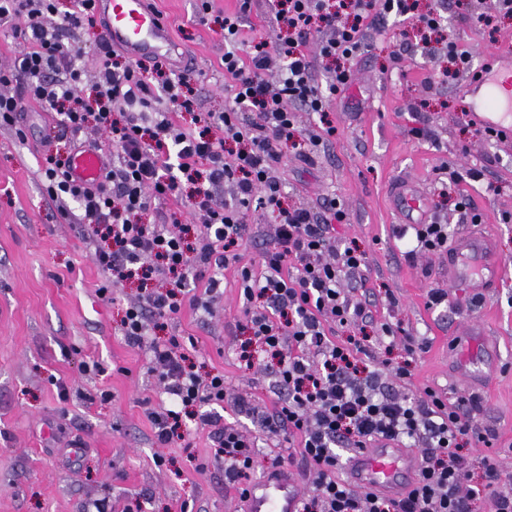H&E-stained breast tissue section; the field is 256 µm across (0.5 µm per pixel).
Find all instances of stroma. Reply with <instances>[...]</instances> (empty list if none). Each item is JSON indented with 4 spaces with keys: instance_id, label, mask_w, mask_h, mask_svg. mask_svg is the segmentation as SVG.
<instances>
[{
    "instance_id": "obj_1",
    "label": "stroma",
    "mask_w": 512,
    "mask_h": 512,
    "mask_svg": "<svg viewBox=\"0 0 512 512\" xmlns=\"http://www.w3.org/2000/svg\"><path fill=\"white\" fill-rule=\"evenodd\" d=\"M187 61L200 112L224 109V14L238 0H155ZM496 12V0H447L446 33L481 64L492 50H512V19L494 30L474 15ZM444 45L420 47L414 19L393 16L368 31V46L352 63L353 84L329 104L336 135L304 160L285 150L278 166L289 202L320 206L336 196L348 222L341 237L368 258L365 295L376 322L398 325L420 348L411 365L416 389L433 388L449 401L478 396V416L490 442L470 440L473 464L498 454L502 482L512 485V140L474 133L470 91L463 77L427 84L447 65ZM430 139L415 138V126ZM26 137L18 139L16 128ZM54 117L28 104L16 126L0 125V512H236V491L213 461L210 429L201 416H220L254 438L259 463L287 453V438L258 434L251 414L233 403L197 406L184 418L182 440L157 441L152 414L171 399L147 371L149 346H129L120 330L135 283L104 294L107 281L79 225L64 219L45 193L38 171L47 138L60 135ZM482 171L470 178L471 168ZM420 187L426 223L444 224L449 238L470 226L491 238L505 275L482 296L448 285L447 253L410 259L393 229L403 223L395 196L403 184ZM479 223H472V216ZM238 262L222 271L224 293L207 307L184 304L160 341L178 337L201 373L220 374L230 393L253 398L260 410L277 402L273 379L240 366L238 322L244 319L239 266L258 263L274 220L250 211ZM446 301L429 306L431 291ZM474 326L488 336L494 361L477 386L461 383L452 337Z\"/></svg>"
}]
</instances>
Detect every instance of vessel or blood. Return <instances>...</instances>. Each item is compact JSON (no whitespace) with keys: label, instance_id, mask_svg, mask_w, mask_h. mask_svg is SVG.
Returning a JSON list of instances; mask_svg holds the SVG:
<instances>
[{"label":"vessel or blood","instance_id":"obj_1","mask_svg":"<svg viewBox=\"0 0 512 512\" xmlns=\"http://www.w3.org/2000/svg\"><path fill=\"white\" fill-rule=\"evenodd\" d=\"M104 34L114 48L130 59L172 56V28L153 7L151 0H99ZM473 96L471 110L477 123L502 131L512 138V52L503 50L487 57L486 65L468 77ZM100 156L92 150L72 158L76 181L97 180ZM504 267L490 252L487 236L470 230L460 234L448 252V283L482 293L495 287ZM420 468L418 454L393 440L381 439L350 456L345 477L355 489H370L393 499L405 498L415 484ZM301 492L291 467H270L263 476L243 488L240 512H299Z\"/></svg>","mask_w":512,"mask_h":512}]
</instances>
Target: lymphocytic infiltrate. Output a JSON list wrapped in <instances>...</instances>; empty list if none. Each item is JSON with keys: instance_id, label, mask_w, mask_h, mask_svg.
Here are the masks:
<instances>
[{"instance_id": "lymphocytic-infiltrate-1", "label": "lymphocytic infiltrate", "mask_w": 512, "mask_h": 512, "mask_svg": "<svg viewBox=\"0 0 512 512\" xmlns=\"http://www.w3.org/2000/svg\"><path fill=\"white\" fill-rule=\"evenodd\" d=\"M96 0H75L60 11L58 0H0V23L11 24L18 43L8 68L0 69V123L15 125L25 103L54 114L70 132L69 155L48 149L41 175L48 196L68 212L77 203V223L95 239L94 260L112 287L141 284L121 320L125 341L142 346L149 321L180 312L194 268L227 266L236 258L250 210L269 213L276 224L259 267H242L246 300L244 339L238 360L253 367L254 351L275 360L279 400L261 412L262 434L298 438L295 453L314 473L313 493L301 512H473L488 501L491 512H512V491L504 489L500 463L484 458L473 481L463 454L467 439L480 437L476 399L450 402L435 391L418 396L396 392L391 380L406 381L408 365L393 374L370 368L366 336L332 342L329 324L366 322L370 313L355 295L365 284L367 257L358 244L336 237L347 213L339 199L320 208L286 203L277 166L284 145L306 158L336 133L329 99L352 80V61L366 46L370 21L416 14L422 39L446 26L442 0L417 13L415 0H274L275 20L287 35L277 43L251 39L239 45L250 10L241 0L224 16V74L230 77L223 111L196 113L190 80L163 70L148 78L142 62L97 46L96 81L84 93V69L71 41L76 31L96 26ZM315 51H305L309 38ZM318 115V129H300L296 108ZM194 113V125L181 123ZM104 134L97 150L107 155L99 181L79 183L70 175V155L87 129ZM191 193H184V183ZM230 200L217 203L224 183ZM173 201L191 210L199 232L188 240L180 222L146 224L152 203ZM164 288H151L155 278ZM150 371L173 407L153 414L155 436L167 444L180 438L182 411L223 404L230 395L220 374H203L180 350L177 339L153 345ZM212 426L214 459L224 466V484L247 481L254 469V442L218 417ZM390 438L422 448L418 480L407 499L395 500L350 488L339 477L342 455L375 439Z\"/></svg>"}]
</instances>
